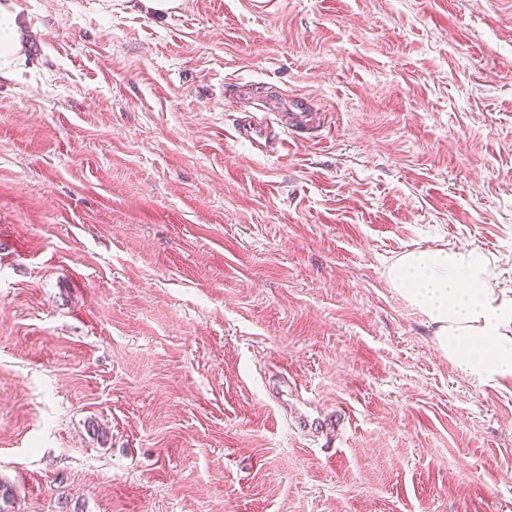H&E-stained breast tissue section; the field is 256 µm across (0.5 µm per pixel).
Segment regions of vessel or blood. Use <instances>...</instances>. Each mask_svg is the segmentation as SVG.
I'll return each mask as SVG.
<instances>
[{
	"label": "vessel or blood",
	"instance_id": "vessel-or-blood-1",
	"mask_svg": "<svg viewBox=\"0 0 512 512\" xmlns=\"http://www.w3.org/2000/svg\"><path fill=\"white\" fill-rule=\"evenodd\" d=\"M325 121L305 99L281 98L269 102L264 110L246 114L237 124V134L257 150L271 151L283 138L298 139L312 135Z\"/></svg>",
	"mask_w": 512,
	"mask_h": 512
}]
</instances>
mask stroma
Here are the masks:
<instances>
[{"instance_id": "35a3bbf8", "label": "stroma", "mask_w": 512, "mask_h": 512, "mask_svg": "<svg viewBox=\"0 0 512 512\" xmlns=\"http://www.w3.org/2000/svg\"><path fill=\"white\" fill-rule=\"evenodd\" d=\"M15 4L0 512H512V380L386 280L456 243L512 298V0ZM266 94L328 122L256 153Z\"/></svg>"}]
</instances>
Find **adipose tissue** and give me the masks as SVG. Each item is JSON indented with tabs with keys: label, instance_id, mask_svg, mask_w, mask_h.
<instances>
[{
	"label": "adipose tissue",
	"instance_id": "adipose-tissue-1",
	"mask_svg": "<svg viewBox=\"0 0 512 512\" xmlns=\"http://www.w3.org/2000/svg\"><path fill=\"white\" fill-rule=\"evenodd\" d=\"M22 40L13 0H0V78L12 75ZM386 276L425 317L434 344L450 362L484 382L512 379V299L490 288V261L483 251L456 245L411 250Z\"/></svg>",
	"mask_w": 512,
	"mask_h": 512
}]
</instances>
